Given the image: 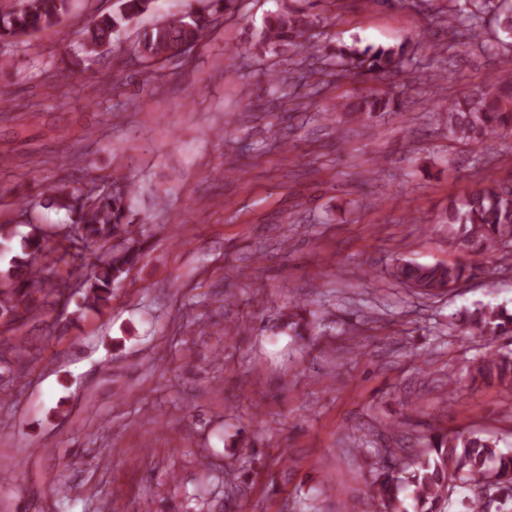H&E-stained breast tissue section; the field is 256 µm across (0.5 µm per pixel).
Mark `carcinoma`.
Instances as JSON below:
<instances>
[{
	"label": "carcinoma",
	"instance_id": "carcinoma-1",
	"mask_svg": "<svg viewBox=\"0 0 512 512\" xmlns=\"http://www.w3.org/2000/svg\"><path fill=\"white\" fill-rule=\"evenodd\" d=\"M156 0H116L117 7L98 13L76 32L74 55L84 61L109 49L120 33L141 16L154 10ZM236 0H196V6L172 15L139 33L134 49L151 67L182 57L185 47L199 43L224 14L235 9ZM316 2L305 0L296 11L284 8L267 18L260 43L281 53L299 54L314 47L309 36ZM69 0H12L0 5V43L20 44L56 26L68 14ZM446 40L430 56L428 68L441 69L443 52L456 41H477L486 25L493 26L502 47L501 71L512 72V0H448V12L437 17ZM403 46H360L341 43L327 57L344 71L373 78L403 70L407 62ZM494 88L480 89L448 101V136L463 142H482L512 132V96L500 91L503 77L492 76ZM394 99L371 91L336 102V111L352 120L372 118L392 110ZM136 187L132 184L78 187L66 179L46 185L40 193L44 208L69 213L73 233L61 239L49 237L31 225L5 270H0V320L10 325L11 336H0V391H7L14 373L27 364V347L20 335L26 321L41 317L35 295L53 297L56 306L69 299L68 281L54 278L56 268L65 266L80 274L78 307L100 312L112 301V288L121 284L145 254V228L134 210ZM446 223L457 226L455 250L463 259L448 264H420L409 260L392 265L397 282L415 287L426 295L444 292L468 276L467 258L496 248L512 251V186L485 181L474 187L461 204L448 205ZM465 336L479 338L512 333V313L501 306H479L459 314ZM296 336L314 332L315 327L299 312L283 322ZM497 381L512 390V355L488 353L475 367L472 378ZM470 494L458 499L462 512H512V450L504 451L498 441L476 434L439 432L429 439V448L413 461L395 458L393 468L376 473L370 482L375 512H446L453 495L461 489Z\"/></svg>",
	"mask_w": 512,
	"mask_h": 512
}]
</instances>
